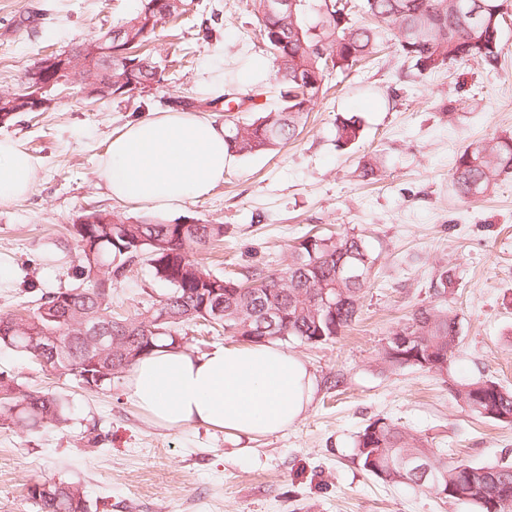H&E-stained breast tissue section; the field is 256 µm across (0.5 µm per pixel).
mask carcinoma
<instances>
[{
    "label": "carcinoma",
    "instance_id": "obj_1",
    "mask_svg": "<svg viewBox=\"0 0 512 512\" xmlns=\"http://www.w3.org/2000/svg\"><path fill=\"white\" fill-rule=\"evenodd\" d=\"M482 9L468 17L464 0H297L289 13L260 11V35L273 58L280 83L279 103L273 108L253 107L259 116L251 122L227 128L229 147L248 156L272 151L295 140L303 131L309 112L318 103L327 74H346L361 60L377 54L385 41L421 74L438 72L452 63L475 61L496 67L502 54L501 26L508 0H481ZM185 0H137L131 12L112 29L122 33L120 44L135 54L112 59V68L86 66L65 75L75 89L92 80L112 87V98L129 96L128 86L139 85L144 93L164 80L163 70L149 56L138 52L152 40L159 26L185 10ZM362 138L361 122L346 119L336 125L339 147ZM512 174V131H501L473 142L456 154L451 182L462 200L478 201L500 187ZM114 224L98 225L93 235L78 237L81 263L78 283L58 292H45L35 307L14 318L24 329L55 336L60 350L50 367L60 376H74L89 388H103L125 372L120 348L134 344L138 355H149L157 343L173 345L184 328L204 318L202 304L212 288L224 284V315L219 326L224 335L249 338L251 343L296 341L323 344L342 335L359 316V300L367 288L376 257L367 242L348 232L336 236L313 235L292 247L288 264L277 270L260 271L243 280L226 278L212 271L197 253L224 239L222 224H193L181 229L145 217L129 221L113 216ZM139 259L147 261L154 277L168 292L156 301L161 310L147 306L130 316L112 315V278ZM452 280L439 275L436 299L416 309L392 335L411 336V348L433 350L450 360L460 344V324L448 307ZM336 295V307L324 311L315 300L324 289ZM276 308L279 322L266 321ZM167 320L158 323L160 312ZM87 322L108 323L112 338L107 352L99 356L97 343L82 335ZM0 348L16 351L40 362V355L27 348V337L7 326L0 334ZM457 402L469 411L502 424L512 425V390L491 380L476 379L454 391ZM70 419L68 402L59 396L28 390L15 378L0 372V423L27 432L61 426ZM355 456L365 471L377 475L383 467L400 476V482L439 489L467 487L465 503L472 512H504L501 498L512 496V464H474L453 460L441 448H432L420 438L409 437L397 425L378 419L360 431L353 441ZM429 467L424 476L413 464ZM29 498L39 512H88L84 491L68 482L35 483Z\"/></svg>",
    "mask_w": 512,
    "mask_h": 512
}]
</instances>
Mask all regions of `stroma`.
<instances>
[{
  "instance_id": "35a3bbf8",
  "label": "stroma",
  "mask_w": 512,
  "mask_h": 512,
  "mask_svg": "<svg viewBox=\"0 0 512 512\" xmlns=\"http://www.w3.org/2000/svg\"><path fill=\"white\" fill-rule=\"evenodd\" d=\"M133 0H0V90H17L47 53L70 50L111 28ZM42 14L27 28L28 12ZM253 0H190L177 33L157 32L154 58L189 49L181 70L144 95L82 100L53 91L44 112L0 124L37 159L32 192L0 203V316L33 308L41 293L72 287L81 250L73 226L107 211L168 224H220L219 269L243 276L279 269L309 231L361 235L377 258L359 317L334 341L287 343L312 371L316 388L303 417L256 440L195 425L165 428L130 401L127 380L92 389L27 357L0 350V372L25 388L67 399L66 427L29 433L0 425V512H36L30 485L80 484L90 512H470L435 490L368 474L354 454L357 433L376 419L476 464L512 462V425L457 403V385L474 379L512 388V177L477 203L458 199L449 173L470 142L512 129V16L502 27L496 68L477 62L419 74L395 49L327 78L328 92L295 141L268 153L234 156L211 194L169 212L112 200L98 167L113 133L171 98L210 97L214 88L279 91L256 36ZM455 115H448V105ZM360 118L356 145H336V124ZM382 160L378 180L360 172ZM455 280L449 306L461 343L447 371L393 367L381 359L390 334L433 300L441 271ZM166 287L140 262L112 284V307L134 312Z\"/></svg>"
}]
</instances>
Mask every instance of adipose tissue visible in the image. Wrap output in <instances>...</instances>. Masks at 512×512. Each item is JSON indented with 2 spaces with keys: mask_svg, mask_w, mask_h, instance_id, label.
Listing matches in <instances>:
<instances>
[{
  "mask_svg": "<svg viewBox=\"0 0 512 512\" xmlns=\"http://www.w3.org/2000/svg\"><path fill=\"white\" fill-rule=\"evenodd\" d=\"M231 155L224 125L213 116L157 112L113 135L98 174L113 199L166 210L208 196L223 183ZM36 168L21 143L0 139V202L28 195ZM127 388L157 424H199L252 438L299 420L315 377L275 344L216 346L200 355L164 346L131 366Z\"/></svg>",
  "mask_w": 512,
  "mask_h": 512,
  "instance_id": "adipose-tissue-1",
  "label": "adipose tissue"
}]
</instances>
